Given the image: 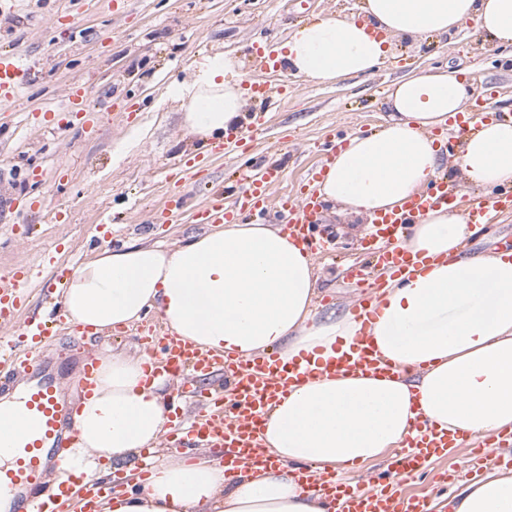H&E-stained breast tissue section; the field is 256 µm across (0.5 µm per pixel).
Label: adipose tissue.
I'll use <instances>...</instances> for the list:
<instances>
[{"mask_svg":"<svg viewBox=\"0 0 512 512\" xmlns=\"http://www.w3.org/2000/svg\"><path fill=\"white\" fill-rule=\"evenodd\" d=\"M361 9L297 27L281 46L283 65L313 82L365 74L387 59L394 38L444 36L469 20L488 40L512 46V0H363ZM193 69L191 81L168 93L182 100L185 130L205 146L241 125L247 100L224 55L203 57ZM470 89L452 68L395 82L386 125L349 137L316 183L320 199L368 219L400 206L439 172L444 159L432 131L461 110ZM453 165L476 187L512 184V120L482 126ZM472 234L456 208L415 225L402 246L433 263L375 293L376 318L366 327L348 311L317 312L310 254L269 224H226L174 249L106 248L77 268L63 293L65 311L94 333L133 325L153 310L172 333L218 355L329 357L337 343L366 335L383 358L407 369L399 377L312 374L265 417L263 439L279 466L246 462L229 482L217 461H171L138 491L102 500L101 512H332L328 500L299 487V466L323 472L377 460L421 414L473 437L512 428V259L467 255ZM98 360L96 387L81 398L74 426L89 469L105 473L155 448L169 418L166 381H147L145 355L106 352ZM449 506L512 512V473L468 483Z\"/></svg>","mask_w":512,"mask_h":512,"instance_id":"1","label":"adipose tissue"}]
</instances>
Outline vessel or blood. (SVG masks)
<instances>
[{
  "instance_id": "obj_1",
  "label": "vessel or blood",
  "mask_w": 512,
  "mask_h": 512,
  "mask_svg": "<svg viewBox=\"0 0 512 512\" xmlns=\"http://www.w3.org/2000/svg\"><path fill=\"white\" fill-rule=\"evenodd\" d=\"M37 73L35 62L19 51L1 52L0 103L14 102ZM66 97L65 115L55 122L61 131L69 126L68 115L89 110L83 83H71ZM498 117V112L486 104L465 108L452 118L453 134L443 140L442 150L454 153L463 139ZM278 175L272 165L239 166L240 191L233 208H225L223 194H213L198 210L199 222L231 224L244 218H263L268 211L270 186ZM462 204L467 207L469 223H487L491 213L512 211V186L468 204L452 182L431 181L400 208L376 215L372 237L382 242L373 251L376 263L387 268L395 280L402 282L415 277L426 261L401 248L404 234L433 209ZM282 207L288 212L287 220L281 224L282 231L308 251L321 250L320 240L312 234L313 224L320 221V205L314 193L284 201ZM29 279L30 270L23 265L0 276V351L24 352L19 364L0 366V395L12 392L20 379L40 370L39 351L53 340L45 324L17 319ZM141 341L153 375L166 377L171 384L165 406L176 419L174 447L216 448L224 463V475L230 481L237 477L241 460L269 465L261 435L263 416L268 405L308 378L309 370L295 362L283 363L273 351L247 360L204 352L182 342L159 321L148 324ZM325 368L336 375L360 371L393 375L398 371L395 364L382 360L373 346L361 339L346 347L340 356L330 358ZM73 413V408L61 400L53 382L43 380L29 387L16 414H0V454L11 459L10 465L0 466V495L18 496L17 512H55L51 506L55 500L73 504V512H97V501L108 494L105 482L94 473L81 472L73 483L63 481L53 486L48 482L58 464L74 469L80 465ZM17 425L22 428L18 434L13 431ZM417 427L418 436L410 439L407 449L397 454L389 466L388 481L395 484V491L383 488L363 492L338 480L335 473L321 474L309 466L299 470L301 488L332 500L336 512H431L427 497L407 493L406 487L428 463L455 449L456 440L428 421L418 422Z\"/></svg>"
}]
</instances>
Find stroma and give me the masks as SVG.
Wrapping results in <instances>:
<instances>
[{
    "instance_id": "1",
    "label": "stroma",
    "mask_w": 512,
    "mask_h": 512,
    "mask_svg": "<svg viewBox=\"0 0 512 512\" xmlns=\"http://www.w3.org/2000/svg\"><path fill=\"white\" fill-rule=\"evenodd\" d=\"M15 2L14 10L0 13V48H18L46 70L22 97L0 106V198L16 202L14 211L0 212V275L17 264L32 268L24 303L29 315L41 311L51 284L46 256L76 266L109 245L173 247L205 232L195 214L208 191L223 189L232 200L235 158L202 156V169L182 186L169 176L171 167L199 154L197 140L181 126L179 102L167 96L195 59L226 53L245 79H254V43L282 44L317 17L356 14L362 0H132L125 13L104 0ZM103 30L111 31V41H100ZM447 66L468 71L475 87L500 85L497 106L512 112V47L485 42L472 21L446 37L396 41L390 59L371 73L325 83L298 77L284 100L249 97L248 112H265L267 123L247 153L280 171L271 203L298 193L329 134L380 130L393 81ZM77 80L87 84L89 124L75 133L41 131L44 108L62 106ZM122 97L140 105L132 118L103 109ZM283 139L287 148H278ZM179 192L183 208L167 210V197ZM156 214L163 223H153ZM366 227L321 211L314 234L330 244L314 258L322 310L360 297L349 272L368 261Z\"/></svg>"
}]
</instances>
